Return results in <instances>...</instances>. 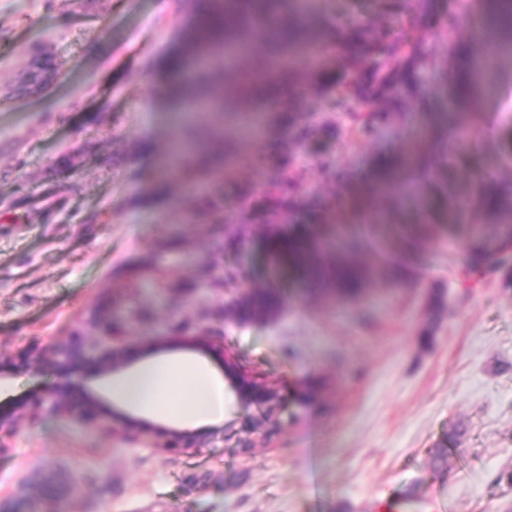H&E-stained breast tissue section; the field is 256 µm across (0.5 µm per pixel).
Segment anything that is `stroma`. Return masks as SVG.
Wrapping results in <instances>:
<instances>
[{
  "label": "stroma",
  "instance_id": "stroma-1",
  "mask_svg": "<svg viewBox=\"0 0 512 512\" xmlns=\"http://www.w3.org/2000/svg\"><path fill=\"white\" fill-rule=\"evenodd\" d=\"M192 11V0H0V416L60 382L51 367L22 371L26 351L68 339L99 311L122 314L141 341L199 324L193 358L220 378L230 356L277 383L292 419L252 439L247 412L229 400L223 440L186 457L47 416L0 453V512H31L17 487L46 468L62 477L38 512H512V291L495 272L473 288L457 277L465 227L487 223L484 212L443 229L411 279L378 277L355 303L285 277L278 319L241 323L222 315L236 289L197 283L198 265L222 271V244L243 226L234 198L222 228L194 217L171 159L185 115L171 110L158 63ZM374 12L375 0H318L310 29ZM430 49L426 91L436 111L453 112L448 44L438 37ZM302 104L310 123L337 130L324 157L296 152L295 171L318 197L335 187L324 165L358 176L417 131L367 139L321 94L304 92ZM239 118L223 116L224 174L266 183L258 158L264 135L278 132L275 112L257 113L259 136ZM474 137L476 161L512 183V115L483 111ZM431 290L446 313L424 342ZM173 298L184 301L176 313ZM144 310L152 322L140 321ZM247 438L252 451L239 454ZM441 441L448 461L437 470ZM79 467L100 478L76 499L67 478Z\"/></svg>",
  "mask_w": 512,
  "mask_h": 512
}]
</instances>
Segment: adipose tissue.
Wrapping results in <instances>:
<instances>
[{
    "label": "adipose tissue",
    "instance_id": "obj_1",
    "mask_svg": "<svg viewBox=\"0 0 512 512\" xmlns=\"http://www.w3.org/2000/svg\"><path fill=\"white\" fill-rule=\"evenodd\" d=\"M109 391L122 405L161 418L197 422L224 414L223 383L189 358L140 362L113 378Z\"/></svg>",
    "mask_w": 512,
    "mask_h": 512
}]
</instances>
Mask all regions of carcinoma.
<instances>
[{"label": "carcinoma", "instance_id": "1", "mask_svg": "<svg viewBox=\"0 0 512 512\" xmlns=\"http://www.w3.org/2000/svg\"><path fill=\"white\" fill-rule=\"evenodd\" d=\"M209 8L195 14L192 25L183 36V50L193 56L200 69L191 83L205 94L192 99L215 116L208 128V138L223 148L221 114L224 104L221 77L211 76L210 68L219 64L221 52L234 55L238 46L255 38L263 40L267 61H249L227 74L226 79L241 82L248 87L273 69L282 68L281 62L295 46L290 32L300 37L309 34V24L301 16V0H208ZM449 0H378L383 16L403 17L397 29L385 28L357 17L324 29L321 39L333 42L339 49L342 66L330 72L311 74L303 79L306 87L330 98L333 106L360 107L356 116L360 133L376 138L392 127L393 121H406L409 114L404 107L413 103L423 111L432 109L421 78L430 64L429 39L440 31L456 32L471 20L468 13L459 14L447 9ZM483 23L480 30L488 43L500 33L512 34V0H483ZM450 61L448 79L458 71L471 75L470 84H453L455 96L464 103L480 101L478 76L484 68V58H475L469 47L449 41ZM277 112L287 122L285 134L276 146L262 156L269 171L266 190L251 186L238 188L237 197L250 201L244 221L256 225L258 247L265 251L271 268L286 273L312 293L333 297L343 294L355 297L366 281L380 272L395 281L407 275V256L440 234L448 213L472 205L495 219L505 221L512 217V185L503 184L494 177L478 171L473 176V192L469 201L458 203L448 190L454 179L452 162L442 157L448 139L447 115L439 113L427 127L423 137L410 151L402 150L374 158L363 177L378 186L376 199L382 201L383 218L393 231V242L380 247L379 265L372 269L364 255L373 247V238L360 225L353 224L336 238L312 236V226L321 213L302 184L288 176L294 159V148L314 147L316 155L324 152L322 141L335 135L327 125L316 128L298 119L297 95L283 99ZM466 124H456L453 140L454 153L470 161L475 155L471 136L472 118ZM199 147L196 133L189 129L177 145L182 155L179 167L184 188L197 197L199 213L211 223H224V170L208 158L195 156ZM327 174L340 185V194L334 204L343 209L355 202L358 192L349 178L325 166ZM409 199L422 201L420 216L405 224L400 221ZM469 242L468 258L461 269L464 284L475 283L484 274L490 253L495 246L479 233L475 224L466 225ZM199 284L209 288H231L244 273L224 265V277L212 275L211 268H198ZM283 308V297L278 286L271 282L255 288L231 307L233 318L249 322L257 315L275 318Z\"/></svg>", "mask_w": 512, "mask_h": 512}]
</instances>
